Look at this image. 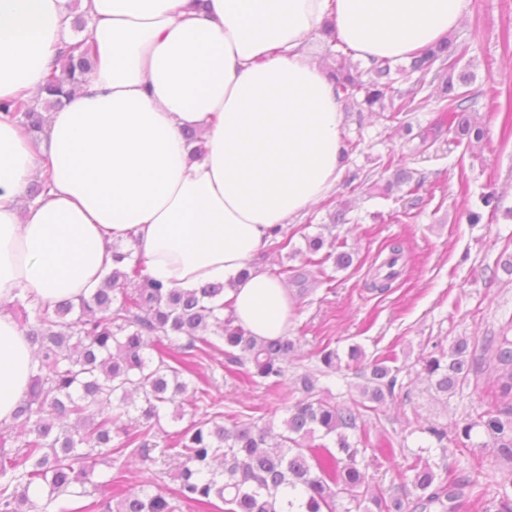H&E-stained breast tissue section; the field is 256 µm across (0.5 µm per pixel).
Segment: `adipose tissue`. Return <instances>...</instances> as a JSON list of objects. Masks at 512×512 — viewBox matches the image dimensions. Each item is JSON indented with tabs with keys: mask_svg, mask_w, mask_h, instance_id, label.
Returning a JSON list of instances; mask_svg holds the SVG:
<instances>
[{
	"mask_svg": "<svg viewBox=\"0 0 512 512\" xmlns=\"http://www.w3.org/2000/svg\"><path fill=\"white\" fill-rule=\"evenodd\" d=\"M469 0H80L97 65L41 143L0 117V425L37 372L15 300L97 288L137 243L174 288L221 282L238 325L272 338L295 306L252 258L334 188L344 114L306 50L326 21L354 56L400 60L455 30ZM69 0H0V101L33 95L70 40ZM198 130L191 158L183 137ZM52 186L22 198L44 165Z\"/></svg>",
	"mask_w": 512,
	"mask_h": 512,
	"instance_id": "adipose-tissue-1",
	"label": "adipose tissue"
}]
</instances>
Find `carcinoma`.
Returning <instances> with one entry per match:
<instances>
[{
  "label": "carcinoma",
  "instance_id": "1",
  "mask_svg": "<svg viewBox=\"0 0 512 512\" xmlns=\"http://www.w3.org/2000/svg\"><path fill=\"white\" fill-rule=\"evenodd\" d=\"M89 37L66 44L60 61L42 82L41 100L0 101V112L15 120L31 137L45 125L41 109L65 105L95 59ZM465 47L447 38L411 54L409 66L393 68L392 61L373 59L364 71L351 72L339 50L331 77L338 99L358 105V112L394 123L417 112V92L394 87L393 74H419L416 83L437 84L438 111L448 119V130L471 144L484 131L469 115L476 105L467 86L470 77L455 74ZM367 79H362V76ZM382 161L383 172L393 171L379 188L388 195L411 188L412 175ZM51 174L27 189L34 201L48 193ZM306 262L322 266L333 261L346 269L352 255L318 235L306 238ZM112 268L100 287L78 301L66 300L53 308L15 301L13 316L37 348L41 366L14 414L15 422L0 427V512H176L174 502L194 512H337V501L349 498L345 512H458L471 495L484 498V512H512V493L502 488L489 497L479 476L460 478L437 473L429 462L406 461L399 472L400 491L384 494L371 486L363 454L371 450L396 456L393 443L371 439L360 425L358 406H341L329 398L330 388L304 374L295 390L301 396L286 408L276 424L265 415L219 414L191 419L169 436L165 448L179 463L177 485L169 492L143 480L126 484L127 453L149 448L161 418L181 420L186 410H198L207 391L196 379L202 360L224 352L227 362L243 368L248 381L269 389L288 387L287 365L296 343L288 334L259 338L235 323L224 284L199 288H171L152 278L133 251L112 247ZM401 244L390 246L379 265L373 287L385 291L401 275ZM495 373L494 407L454 428L468 452L475 427L489 442L482 444L512 461V319L490 337ZM469 345L457 342L448 352L423 359V370L436 392L448 394L463 383L471 369ZM330 377L341 369L334 349L318 352ZM347 366L363 378V399L381 403L393 395L398 379L397 354L366 359L363 350L349 347ZM119 442H114V439ZM109 492L99 499L95 492Z\"/></svg>",
  "mask_w": 512,
  "mask_h": 512
}]
</instances>
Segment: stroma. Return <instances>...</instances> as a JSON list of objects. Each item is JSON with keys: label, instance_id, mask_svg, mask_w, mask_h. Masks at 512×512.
<instances>
[{"label": "stroma", "instance_id": "obj_1", "mask_svg": "<svg viewBox=\"0 0 512 512\" xmlns=\"http://www.w3.org/2000/svg\"><path fill=\"white\" fill-rule=\"evenodd\" d=\"M455 34L466 47L458 68L470 75V92L481 104L489 94L498 96L497 112L481 108L473 114L486 130L484 140L470 147L447 132L424 151L402 128L375 117L359 119L356 106L341 103L343 136L358 148L326 201L285 227L291 249L304 247L305 236L326 229L353 256L352 265L333 270L331 280L311 273L307 293L291 284L297 297L288 334L297 351L289 379L316 372L317 353L327 344L341 354L357 345L370 356L389 348L398 355L393 396L361 417L371 433L395 443L396 459L370 461V474L386 489L399 483L401 457L423 447L431 448L430 458L439 467L479 473L485 487L512 481V462L491 450L463 457L450 440L441 452L425 432L431 425L450 429L477 419L489 407L494 376L480 366L463 387L438 396L420 373L422 357L449 349L461 338L483 352L488 338L512 317V275L503 269L512 260V0H471ZM388 155L412 171L419 183L413 195L352 189L349 172L380 180L377 160ZM491 191L498 210L488 216L481 197ZM337 210L344 217L334 224L329 215ZM472 211L483 213L480 223H470ZM396 242L404 250L403 272L388 290H374L373 270ZM204 376L212 399L224 409L257 404L271 413L283 409V398L243 383L219 363H211ZM163 446V438H156L146 458L130 459L132 481L151 478L160 487H174L176 463L164 456Z\"/></svg>", "mask_w": 512, "mask_h": 512}]
</instances>
